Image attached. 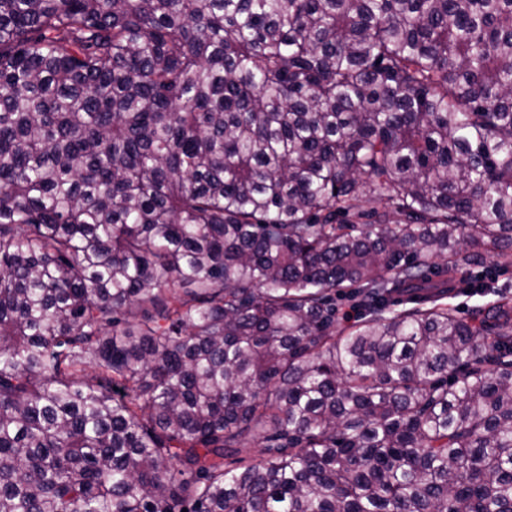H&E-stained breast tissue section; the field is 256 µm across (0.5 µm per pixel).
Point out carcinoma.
<instances>
[{"instance_id":"cac0c4a2","label":"carcinoma","mask_w":512,"mask_h":512,"mask_svg":"<svg viewBox=\"0 0 512 512\" xmlns=\"http://www.w3.org/2000/svg\"><path fill=\"white\" fill-rule=\"evenodd\" d=\"M486 252L512 0H0V512H512ZM489 267H494L498 270V282H488L487 285L490 288H466L467 286L462 284V288H458L448 298V303L454 306L459 316L466 320L478 322L481 317L479 314L493 304L497 299V294L505 293L512 297V266H499L489 257L482 263L467 268L462 274L458 275V278L460 280L462 277H466L469 282L477 272Z\"/></svg>"}]
</instances>
